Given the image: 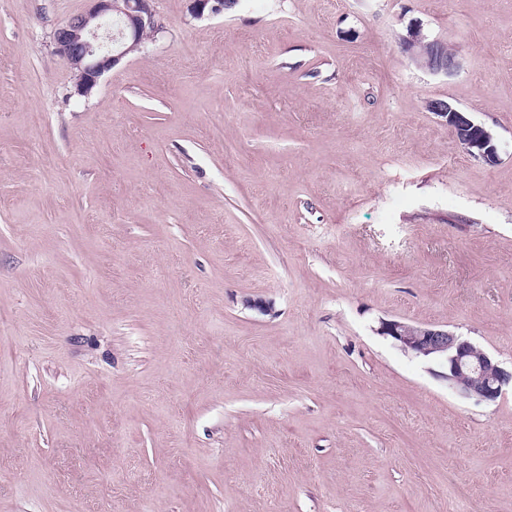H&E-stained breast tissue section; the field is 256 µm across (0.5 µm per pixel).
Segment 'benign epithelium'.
I'll list each match as a JSON object with an SVG mask.
<instances>
[{
  "label": "benign epithelium",
  "mask_w": 512,
  "mask_h": 512,
  "mask_svg": "<svg viewBox=\"0 0 512 512\" xmlns=\"http://www.w3.org/2000/svg\"><path fill=\"white\" fill-rule=\"evenodd\" d=\"M88 7L53 32L56 53L78 70L76 90L88 95L103 74L134 49L145 46L144 34L156 35L161 24L152 0H87ZM223 0H191L194 18L224 12ZM412 60L433 74L450 75L460 67L457 53L420 33L406 42ZM429 110L443 117L456 140L473 157L493 163L497 150L492 133L449 103L432 101ZM380 334L404 352L437 362L440 377L460 396L494 402L512 387V370L458 333L441 326L400 320L381 322Z\"/></svg>",
  "instance_id": "7a95c632"
}]
</instances>
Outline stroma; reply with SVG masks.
<instances>
[{
	"label": "stroma",
	"mask_w": 512,
	"mask_h": 512,
	"mask_svg": "<svg viewBox=\"0 0 512 512\" xmlns=\"http://www.w3.org/2000/svg\"><path fill=\"white\" fill-rule=\"evenodd\" d=\"M189 5L83 96L0 0V512H512V390L378 332L512 365V0ZM406 50L412 60L420 67L433 74L450 75L460 67V61L454 50H449L443 43L428 40L416 33L406 42ZM429 110L446 119L456 140L471 156L489 163L496 161L497 150L493 135L484 126L474 123L449 103L432 101ZM380 334L404 352L437 362L446 372L437 376L460 396L480 402L496 401L512 389V368H503L488 353L455 331L436 325L400 320L381 322Z\"/></svg>",
	"instance_id": "stroma-1"
}]
</instances>
